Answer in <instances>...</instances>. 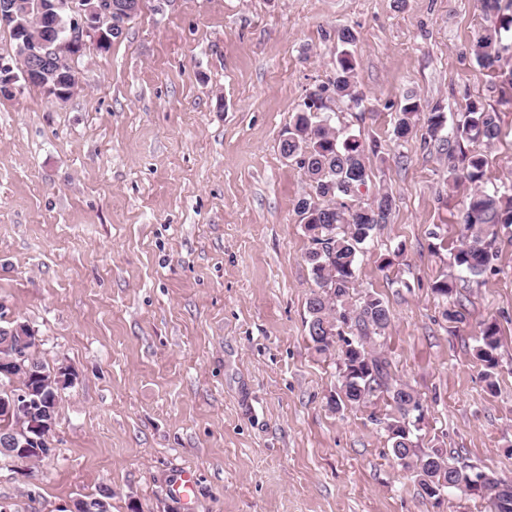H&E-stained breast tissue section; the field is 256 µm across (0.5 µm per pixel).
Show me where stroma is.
Returning a JSON list of instances; mask_svg holds the SVG:
<instances>
[{"instance_id":"35a3bbf8","label":"stroma","mask_w":512,"mask_h":512,"mask_svg":"<svg viewBox=\"0 0 512 512\" xmlns=\"http://www.w3.org/2000/svg\"><path fill=\"white\" fill-rule=\"evenodd\" d=\"M486 24L478 0H143L109 50L75 60L68 100L25 85L0 98V320L28 323L48 369L76 376L53 452L0 458V505L60 512L106 488L111 512H488L457 490L421 496L388 452L384 400L329 408L338 353L307 336L294 209L310 185L280 153L334 73L328 33L351 28L363 101L339 122L379 147L361 202L394 198L355 292L390 306L384 349L423 405L421 448L512 481V245L482 282L451 266L472 187L448 182L425 121L392 135L407 96L451 124L482 102L502 126L484 186L512 184V103L470 55ZM443 274L464 322L442 316ZM487 320L492 392L476 356ZM185 470L181 501L168 488ZM477 342L478 346L476 349V354L486 368V378L488 380L487 386L492 391L495 387L493 377L495 370L499 365L497 359V349L499 346V328L495 321L481 323L479 336H477Z\"/></svg>"}]
</instances>
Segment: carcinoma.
Instances as JSON below:
<instances>
[{"label": "carcinoma", "mask_w": 512, "mask_h": 512, "mask_svg": "<svg viewBox=\"0 0 512 512\" xmlns=\"http://www.w3.org/2000/svg\"><path fill=\"white\" fill-rule=\"evenodd\" d=\"M491 25L477 34L470 50L476 63L493 69L502 60V32L512 30V13H504L502 0H479ZM355 35L349 28L336 29V67L329 83L309 92L281 141V154L292 159L310 181L311 193L301 197L295 210L309 238L306 261L314 289L307 302L308 338L314 350L324 354L341 341L339 360L351 363V374L339 373V386L329 405L339 411L384 397L391 406L385 422L390 453L412 471L418 486L430 498L458 490L465 480V465L440 448L424 451L417 442L418 427L408 417L406 405L415 392L394 379L381 338L391 323V311L378 294L367 292L353 299L359 256L377 228L387 223L393 199L377 194L365 206L358 201L371 170L366 147L347 128L336 126L329 112H319L317 102L334 96V103L357 106V59L351 50ZM422 106L413 96L396 113L393 135L405 141L415 127ZM447 118L435 105L426 113L428 144L448 159V180H466L474 186L463 204L458 223L468 232L466 241L451 253V265L474 278L496 270L500 233L512 231V186L504 190L483 188L486 155L477 146H492L502 133L500 113L476 101L467 104L463 119L445 130ZM327 325L329 336L315 337ZM477 357L486 368L488 388L498 367L499 328L496 322L480 325ZM474 495L488 501L490 512H512V484L486 475Z\"/></svg>", "instance_id": "obj_1"}]
</instances>
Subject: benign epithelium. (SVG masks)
Here are the masks:
<instances>
[{
	"label": "benign epithelium",
	"mask_w": 512,
	"mask_h": 512,
	"mask_svg": "<svg viewBox=\"0 0 512 512\" xmlns=\"http://www.w3.org/2000/svg\"><path fill=\"white\" fill-rule=\"evenodd\" d=\"M142 0H0V18L13 20L19 14L64 20L66 43L60 47L38 36L29 29H18L15 38L22 40L23 64L15 66L0 62V97L13 94L17 82L38 87L53 98L67 94L61 86L76 83L72 62L82 56L87 47L101 50L121 38L129 23L141 12ZM33 331L27 324L12 321L0 326V377L16 380L26 374L25 391L0 398V411L19 420L14 430L0 434V454L25 461L33 455H44L51 446L56 416L54 398L60 389L73 383L71 373L65 370L43 372L32 363H25V346ZM107 506L99 498H77L63 512H106Z\"/></svg>",
	"instance_id": "7a95c632"
}]
</instances>
